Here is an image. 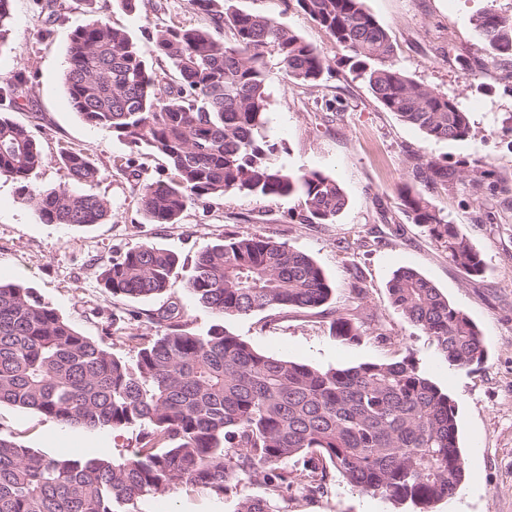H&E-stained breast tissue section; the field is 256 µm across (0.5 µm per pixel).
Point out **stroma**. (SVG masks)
<instances>
[{"label": "stroma", "instance_id": "1", "mask_svg": "<svg viewBox=\"0 0 512 512\" xmlns=\"http://www.w3.org/2000/svg\"><path fill=\"white\" fill-rule=\"evenodd\" d=\"M235 9L261 14L294 31L326 60L317 86L288 81L279 68L267 79L268 135L289 171L320 169L336 177L348 198L332 224H301L292 215L299 198L231 194L188 206L179 223L150 224L141 214L136 178H166L165 159L87 123L70 106L64 88L71 31L92 18L83 0H57L48 21L37 0H11V19L0 44V73L26 70L31 81L21 108L9 116L31 131L44 157L32 180L45 188L70 186L59 162L79 151L100 170L92 191L104 196L112 218L102 224H45L18 198V184L0 175V280L32 289L81 333L112 353L135 355L131 334L156 335L151 311L177 299L192 330L215 324L274 357L321 366H355L414 354L419 366L458 409L459 444L466 476L456 494L434 512H512V60L489 66L475 28L485 11L512 15V0H364L390 35L393 61L416 83L448 95L467 112L471 133L463 141L434 140L384 111L347 63V50L297 7L295 0H231ZM113 26L148 46V29L177 19L202 25L188 0H141L134 12L115 0H98ZM48 38H40L43 28ZM446 165L447 186L425 190L442 218L458 225L483 253L487 269L470 278L448 260L426 227L398 207L403 186L414 185V157ZM138 163V174L115 169V158ZM494 174L474 186L476 161ZM260 235L309 254L333 286L326 311L266 310L220 318L200 305L186 283L197 252L225 235ZM152 244L177 253L180 266L167 294L149 299L112 297L101 283L102 262L130 248ZM432 280L449 302L467 312L482 331L487 357L468 368L449 366L434 343L390 303L388 282L401 268ZM363 296H356V288ZM363 317L359 341L330 333L333 315ZM122 315L115 339L113 315ZM133 428L91 430L46 419L36 411L0 404V436L34 450L79 459L127 453L137 445ZM276 512H394L381 497L337 480L328 496L274 500ZM232 502L200 485L178 484L144 499L141 512H231Z\"/></svg>", "mask_w": 512, "mask_h": 512}]
</instances>
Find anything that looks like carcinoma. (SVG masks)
<instances>
[{"label":"carcinoma","mask_w":512,"mask_h":512,"mask_svg":"<svg viewBox=\"0 0 512 512\" xmlns=\"http://www.w3.org/2000/svg\"><path fill=\"white\" fill-rule=\"evenodd\" d=\"M336 44L373 97L400 120L436 140L469 136L467 113L447 95L415 83L396 67L387 30L363 0H296ZM206 26L176 20L149 32L153 53L175 73L149 67L132 36L100 17L70 35L65 92L88 123L162 154L170 176L137 184L150 224H177L188 205L245 193L300 196L301 224H331L347 206L344 189L321 170L289 172L266 139L268 59L288 80L315 86L321 53L274 20L235 10L227 0H189ZM476 27L489 59L512 57V16L485 11ZM230 29L232 42L224 40ZM30 76H0V101L17 105ZM61 162L70 188L41 189L31 176L44 157L24 125L0 113V175L19 183L20 199L45 224L91 225L112 218L109 201L85 187L99 169L80 151ZM427 186L448 185V168L418 163ZM415 224L428 227L448 259L468 276L485 272L481 252L457 225L444 222L420 189L400 191ZM178 256L143 244L104 263L103 288L113 297L164 293ZM187 290L223 317L269 309L315 310L332 293L311 256L284 242L230 234L194 260ZM391 304L433 339L456 368L481 364L478 326L421 273L403 268L389 281ZM161 327L127 359L80 333L54 308L19 284L0 281V404L34 410L65 426L136 428L129 455L87 460L48 455L0 437V512H138L145 497L178 483L218 495L231 482L260 477L273 498L296 489L307 500L328 493L340 476L364 494L418 512L452 498L464 479L457 411L448 393L422 371L413 353L393 362L314 366L266 355L216 325L196 333L172 302L148 316ZM336 338L354 342L361 326L339 314ZM303 459L291 472L286 460ZM232 512H273L245 497Z\"/></svg>","instance_id":"obj_1"}]
</instances>
